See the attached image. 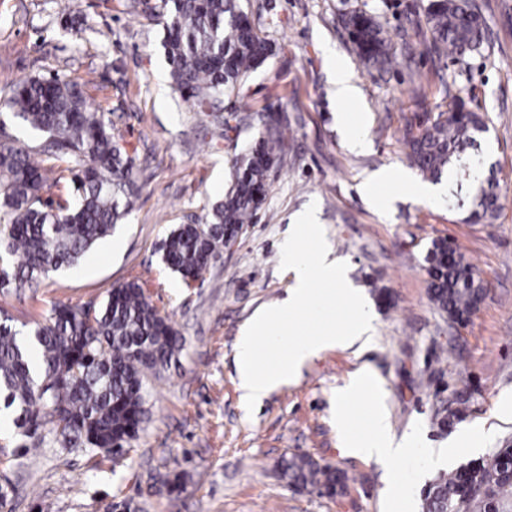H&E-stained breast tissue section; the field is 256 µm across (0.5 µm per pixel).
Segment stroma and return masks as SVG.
<instances>
[{"instance_id": "1", "label": "stroma", "mask_w": 512, "mask_h": 512, "mask_svg": "<svg viewBox=\"0 0 512 512\" xmlns=\"http://www.w3.org/2000/svg\"><path fill=\"white\" fill-rule=\"evenodd\" d=\"M488 27L480 54L457 61L435 50L424 20L426 0H249L257 27L274 43L240 97L225 99L246 122L225 131L172 92L163 31L141 0H67L77 23H60L57 0H0V90L32 76L98 83L91 103L102 106L112 132L134 160L140 197L123 224L79 266L43 280L37 290L0 293L17 322L49 315L51 304L99 305L133 279L184 338L182 350L148 384V418L123 453L90 452L52 443L22 454L0 453V512H423L424 490L441 474L430 448L447 446L470 426L484 433L460 446L458 465L512 444V26L500 0H477ZM364 10L382 26L396 68L367 71L342 28L341 14ZM348 60L361 90L352 106L363 119L369 148L344 144L337 125L331 56ZM489 127L463 160V182L449 180L436 202H419L403 185L381 187L390 211L374 208L363 178L382 169L414 174L405 139L426 118L456 102ZM286 126V148L266 202L233 254L223 255L200 284L185 287L165 269L158 246L179 224H202L223 196L236 154L252 142L259 117ZM494 178L500 208L473 221L453 208L455 192ZM315 209L348 277L375 314L368 349H334L310 362L297 381L253 409L237 389L241 327L261 307L286 297L294 274L280 245L294 214ZM459 247L487 284L478 311L449 323L431 303L424 258L433 240ZM387 289L390 298L378 297ZM373 374L337 416L336 397L361 368ZM464 396V417L449 430L438 421L443 403ZM392 433H419L422 442L390 466L343 448L342 430L370 433L374 403ZM310 456L347 475L335 495L298 491L280 479L278 462ZM175 484L163 490L162 482Z\"/></svg>"}]
</instances>
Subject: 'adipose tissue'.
Listing matches in <instances>:
<instances>
[{"label": "adipose tissue", "instance_id": "adipose-tissue-1", "mask_svg": "<svg viewBox=\"0 0 512 512\" xmlns=\"http://www.w3.org/2000/svg\"><path fill=\"white\" fill-rule=\"evenodd\" d=\"M317 247L313 263L304 260L305 242ZM282 263L295 274L288 295L280 303L259 310L240 331L237 352V387L243 405L260 402L274 389L295 381L302 369L325 351L334 348L367 347L373 338V319L356 288L344 276L320 227L305 214L295 216L292 230L281 245ZM332 285L334 297L352 311L350 319L320 327L309 335L295 337V325L315 298L313 281ZM265 342L274 353L271 363L257 359V344ZM345 448L355 455L390 462L405 454L411 439L396 440L381 406H374L371 434L362 439L352 433L342 435Z\"/></svg>", "mask_w": 512, "mask_h": 512}]
</instances>
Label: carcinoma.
Here are the masks:
<instances>
[{"mask_svg": "<svg viewBox=\"0 0 512 512\" xmlns=\"http://www.w3.org/2000/svg\"><path fill=\"white\" fill-rule=\"evenodd\" d=\"M164 32L161 46L170 65L171 87L193 110L240 123L237 111L223 110L224 97L240 95L245 79L271 55L273 45L252 22L239 0H163L145 3ZM426 23L448 56L481 51L485 20L473 0H427ZM341 24L361 62L379 71L396 58L376 19L362 11L342 15ZM12 118L39 136L31 148L18 139L0 140V290L22 293L49 273L79 264L132 210L139 194L133 159L112 136V121L94 108L85 85L58 76L30 77L4 95ZM264 131L234 160L232 184L216 201L204 224H180L161 245V261L184 284L215 262L224 244L253 222L262 208L272 173L284 151L285 130L263 122ZM487 124L459 101L419 125L406 139L410 165L438 182ZM62 163L70 175L71 200L53 206L43 200L45 163ZM499 210L492 183L480 185L470 216L493 218ZM429 297L448 318H469L487 295L472 264L448 239L432 242L426 256ZM178 330L129 281L112 289L90 311L62 301L42 321L18 326L0 309V413L12 417L38 450L48 435L64 448L108 452L137 437L146 415L148 376H159L181 350ZM505 449L477 460L464 472L448 473L431 490L433 512L494 507L512 494V478L502 464ZM281 478L296 488L333 496L346 474L306 455L283 458ZM472 487L491 492L487 503L468 497Z\"/></svg>", "mask_w": 512, "mask_h": 512, "instance_id": "carcinoma-1", "label": "carcinoma"}]
</instances>
